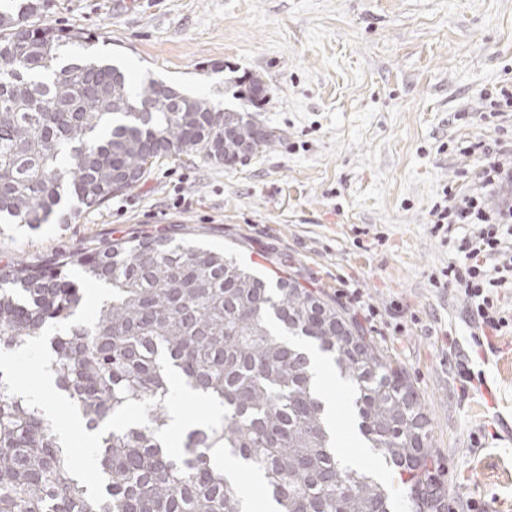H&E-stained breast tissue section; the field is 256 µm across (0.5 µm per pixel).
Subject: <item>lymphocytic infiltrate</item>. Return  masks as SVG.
Listing matches in <instances>:
<instances>
[{"instance_id":"lymphocytic-infiltrate-1","label":"lymphocytic infiltrate","mask_w":512,"mask_h":512,"mask_svg":"<svg viewBox=\"0 0 512 512\" xmlns=\"http://www.w3.org/2000/svg\"><path fill=\"white\" fill-rule=\"evenodd\" d=\"M463 154L482 155L478 188L462 194L449 193L445 204L434 206L433 232L454 233L457 225L474 224L478 231L462 236L457 247L465 261L448 267L450 284L459 288L469 318L481 332L498 334L512 327V316L500 306L502 290L512 288V140L494 143L476 140ZM499 191L498 203L488 194Z\"/></svg>"}]
</instances>
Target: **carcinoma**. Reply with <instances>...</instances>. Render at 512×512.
Wrapping results in <instances>:
<instances>
[{"instance_id":"1","label":"carcinoma","mask_w":512,"mask_h":512,"mask_svg":"<svg viewBox=\"0 0 512 512\" xmlns=\"http://www.w3.org/2000/svg\"><path fill=\"white\" fill-rule=\"evenodd\" d=\"M0 3V221L46 224L63 198L100 208L173 154L231 165L279 136L83 53L95 36L41 21L50 0ZM104 295L90 320L70 278ZM41 345L56 388L98 437L87 484L45 411L0 367V512H244L219 457L259 473L274 512H394L370 472L344 462L307 346L350 388L359 433L407 487L415 512H443L430 420L401 367L318 290L271 280L186 240L111 239L76 258L0 266V351ZM224 409L170 452L172 382ZM141 412L137 420L128 412Z\"/></svg>"}]
</instances>
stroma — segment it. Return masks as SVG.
Returning a JSON list of instances; mask_svg holds the SVG:
<instances>
[{"instance_id": "35a3bbf8", "label": "stroma", "mask_w": 512, "mask_h": 512, "mask_svg": "<svg viewBox=\"0 0 512 512\" xmlns=\"http://www.w3.org/2000/svg\"><path fill=\"white\" fill-rule=\"evenodd\" d=\"M45 19L94 32L95 51L132 84L152 78L220 109L248 108L240 92L259 77V118L282 137L230 166L161 159L100 209L35 230L0 224V265L150 236L284 271L345 309L409 376L447 512H512V333L477 346L444 276L462 256L431 224L448 189L476 181L466 142L512 130V112L490 115L484 99L512 88V0H51ZM355 288L377 317L349 304ZM42 354H9L19 391L43 392ZM321 392L343 457L411 512L399 476L365 448L349 394L332 382ZM70 422L59 407L54 424L95 483L96 450Z\"/></svg>"}]
</instances>
